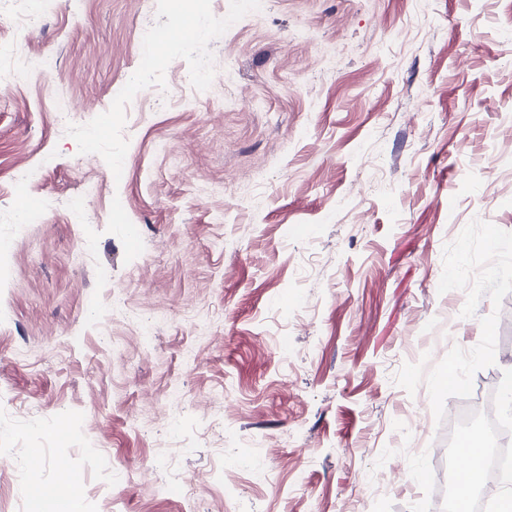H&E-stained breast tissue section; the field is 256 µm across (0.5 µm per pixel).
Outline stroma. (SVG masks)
<instances>
[{
    "instance_id": "35a3bbf8",
    "label": "stroma",
    "mask_w": 512,
    "mask_h": 512,
    "mask_svg": "<svg viewBox=\"0 0 512 512\" xmlns=\"http://www.w3.org/2000/svg\"><path fill=\"white\" fill-rule=\"evenodd\" d=\"M31 6L0 0L56 61L0 93V512H444L452 409L512 379V0ZM198 54L224 84L185 100ZM75 1L42 0L40 8L29 10L28 12L17 16V24L20 28H31L38 24L43 15L49 12L57 11L62 7H70Z\"/></svg>"
}]
</instances>
